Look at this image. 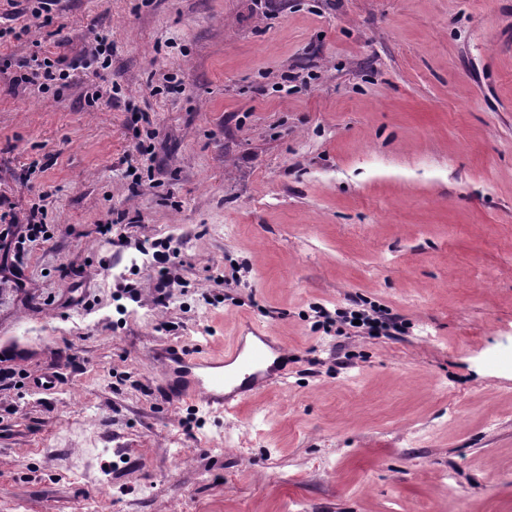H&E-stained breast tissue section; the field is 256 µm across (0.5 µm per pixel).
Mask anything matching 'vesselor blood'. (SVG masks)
I'll return each instance as SVG.
<instances>
[{
  "mask_svg": "<svg viewBox=\"0 0 512 512\" xmlns=\"http://www.w3.org/2000/svg\"><path fill=\"white\" fill-rule=\"evenodd\" d=\"M242 325V335L216 353L182 343L154 348L168 402H197L211 412L235 413L270 385L287 379V347L251 320Z\"/></svg>",
  "mask_w": 512,
  "mask_h": 512,
  "instance_id": "obj_1",
  "label": "vessel or blood"
}]
</instances>
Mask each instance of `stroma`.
<instances>
[{
  "mask_svg": "<svg viewBox=\"0 0 512 512\" xmlns=\"http://www.w3.org/2000/svg\"><path fill=\"white\" fill-rule=\"evenodd\" d=\"M25 6L0 0V197L48 193L53 237L0 281V360L59 379L0 383V512H512V0ZM35 54L76 69L15 85ZM373 305L400 331L318 323ZM243 316L286 383L234 414L156 393L155 344ZM176 252L170 253L169 251H156L154 253L155 262L160 267V283H159V291L161 296L163 295V291L166 288L174 287L175 285L180 286L178 280L173 272L174 267V259L177 258Z\"/></svg>",
  "mask_w": 512,
  "mask_h": 512,
  "instance_id": "1",
  "label": "stroma"
}]
</instances>
